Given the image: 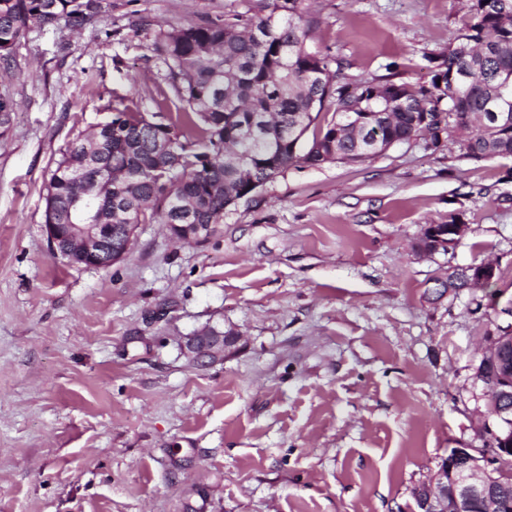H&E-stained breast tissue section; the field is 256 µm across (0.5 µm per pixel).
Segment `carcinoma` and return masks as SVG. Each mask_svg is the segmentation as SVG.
I'll list each match as a JSON object with an SVG mask.
<instances>
[{
    "label": "carcinoma",
    "instance_id": "1",
    "mask_svg": "<svg viewBox=\"0 0 512 512\" xmlns=\"http://www.w3.org/2000/svg\"><path fill=\"white\" fill-rule=\"evenodd\" d=\"M456 42L428 58V85L352 81L308 45L301 0L154 31L172 97L113 109L54 161L46 224H222L250 177L362 162L423 133H466L472 161L512 157V0H468ZM112 0H0V60L37 28L94 26ZM329 114L317 124L322 113ZM348 112L380 115L356 127ZM446 112L435 132L425 113ZM312 136H307V133Z\"/></svg>",
    "mask_w": 512,
    "mask_h": 512
}]
</instances>
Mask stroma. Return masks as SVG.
Returning <instances> with one entry per match:
<instances>
[{
    "instance_id": "stroma-1",
    "label": "stroma",
    "mask_w": 512,
    "mask_h": 512,
    "mask_svg": "<svg viewBox=\"0 0 512 512\" xmlns=\"http://www.w3.org/2000/svg\"><path fill=\"white\" fill-rule=\"evenodd\" d=\"M463 0H302L312 44L361 80L428 83ZM240 0H112L75 35L32 30L0 70V512H410L449 449L480 445L475 377L512 324V160L416 138L361 163L293 167L206 238L138 225L123 260L50 248L53 161L122 102L167 83L152 29ZM66 54H58V43ZM456 215L445 253L414 245ZM491 288L437 294L458 266ZM166 309L157 323L148 316ZM206 325L238 334L215 363L185 354ZM462 273H464L465 275ZM465 276L472 283H478L480 285L487 284L492 282L493 279L495 278L496 268L491 264L453 268L451 270H448V276L445 279L441 278L436 281L437 288H439V286L442 284V281L446 282L448 280L449 283L451 281H454L455 278V282L452 283L455 289L459 290L461 288H468ZM442 287V293H445L448 290V285L442 284Z\"/></svg>"
}]
</instances>
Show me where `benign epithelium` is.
<instances>
[{
	"label": "benign epithelium",
	"mask_w": 512,
	"mask_h": 512,
	"mask_svg": "<svg viewBox=\"0 0 512 512\" xmlns=\"http://www.w3.org/2000/svg\"><path fill=\"white\" fill-rule=\"evenodd\" d=\"M45 231L54 252H59L63 242L67 253L87 268L101 269L112 261V251L106 248V242L112 239L110 224H47ZM425 231L434 244L432 252L436 253L459 242L467 225L459 221L429 224ZM461 273L470 282L483 285L493 281L496 268L491 264L453 268L446 280L451 282ZM236 342L237 337L226 336L224 331L209 326L186 337L183 350L197 361L214 362L224 359V350ZM499 353L500 379L485 389L495 417L491 434L496 442L481 448L462 444L448 449L430 481L417 485L413 496L417 512H512L506 485L496 478L501 474L512 482V471L506 467V460L512 457L511 336L501 339Z\"/></svg>",
	"instance_id": "obj_1"
}]
</instances>
